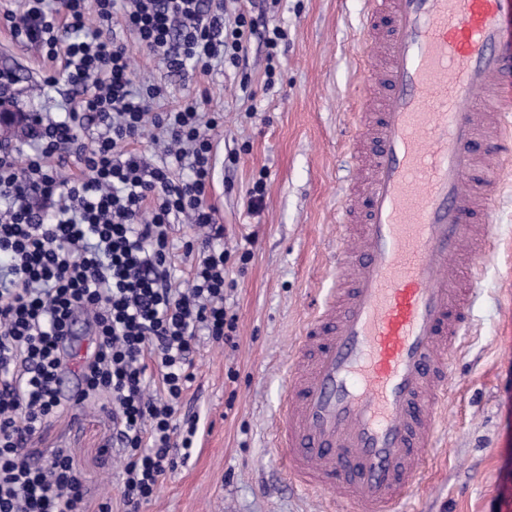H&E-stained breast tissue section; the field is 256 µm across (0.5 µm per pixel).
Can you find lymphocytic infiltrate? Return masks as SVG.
<instances>
[{"label": "lymphocytic infiltrate", "instance_id": "f902f5d3", "mask_svg": "<svg viewBox=\"0 0 512 512\" xmlns=\"http://www.w3.org/2000/svg\"><path fill=\"white\" fill-rule=\"evenodd\" d=\"M225 0H22L0 14L12 36L54 68L45 85L74 94L64 116L32 114V152L0 148V512H88L84 482L64 449L43 460L27 444L64 410L55 383L71 352L62 343L86 315L94 351L81 366L79 405L112 412V444L124 449L118 504L98 512H141L160 477L194 445L199 416L179 417L199 337L233 342L237 318L224 305V236L207 202L211 130L197 101L156 111L167 88L139 82L118 29L135 34L169 69L206 74L238 64L261 35L277 55L287 34L259 29L252 15L226 22ZM158 134L168 164L135 150L146 127ZM76 156L84 177L57 169ZM188 161L173 179L170 162ZM195 228L182 244L191 284L173 275V221Z\"/></svg>", "mask_w": 512, "mask_h": 512}]
</instances>
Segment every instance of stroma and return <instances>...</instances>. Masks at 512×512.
<instances>
[{"label":"stroma","mask_w":512,"mask_h":512,"mask_svg":"<svg viewBox=\"0 0 512 512\" xmlns=\"http://www.w3.org/2000/svg\"><path fill=\"white\" fill-rule=\"evenodd\" d=\"M363 9V0H271L267 22L287 33L273 70L256 35L238 66L206 75L173 73L134 53L137 74L168 88L160 111L196 99L201 112L224 116L212 134L208 202L224 226V295L238 322L234 346L200 340L181 411L199 415L203 428L142 512H326L327 495L289 486L271 433L296 338L339 239L336 202L350 165L353 43ZM49 67L0 24V69L13 72L27 112L67 107L68 86L38 88ZM259 180L265 198L253 207L248 192ZM494 211V246L477 259L471 334L454 361L433 468L410 512H512V173ZM245 251L251 257L243 263ZM111 438V414L92 404L50 417L30 456L68 449L95 506L119 495L124 455L102 453Z\"/></svg>","instance_id":"obj_1"}]
</instances>
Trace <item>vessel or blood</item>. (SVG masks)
I'll use <instances>...</instances> for the list:
<instances>
[{"mask_svg": "<svg viewBox=\"0 0 512 512\" xmlns=\"http://www.w3.org/2000/svg\"><path fill=\"white\" fill-rule=\"evenodd\" d=\"M362 173L336 209L334 279L304 322L273 445L304 490L398 512L425 469L452 360L469 333L474 255L491 243L512 161L503 0H365ZM71 358L57 382L75 403Z\"/></svg>", "mask_w": 512, "mask_h": 512, "instance_id": "1", "label": "vessel or blood"}]
</instances>
